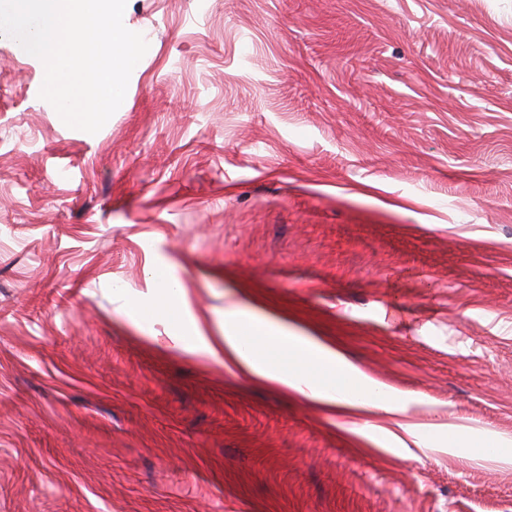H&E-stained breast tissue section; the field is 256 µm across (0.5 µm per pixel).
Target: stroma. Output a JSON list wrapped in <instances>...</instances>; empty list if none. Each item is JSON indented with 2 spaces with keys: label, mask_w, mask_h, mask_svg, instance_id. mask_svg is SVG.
Here are the masks:
<instances>
[{
  "label": "stroma",
  "mask_w": 512,
  "mask_h": 512,
  "mask_svg": "<svg viewBox=\"0 0 512 512\" xmlns=\"http://www.w3.org/2000/svg\"><path fill=\"white\" fill-rule=\"evenodd\" d=\"M123 23L94 134L0 35V512H512V0ZM230 313L393 411L244 371Z\"/></svg>",
  "instance_id": "obj_1"
}]
</instances>
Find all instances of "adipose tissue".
<instances>
[{
	"label": "adipose tissue",
	"mask_w": 512,
	"mask_h": 512,
	"mask_svg": "<svg viewBox=\"0 0 512 512\" xmlns=\"http://www.w3.org/2000/svg\"><path fill=\"white\" fill-rule=\"evenodd\" d=\"M224 345L235 360L258 378L299 390L315 399L328 398V385L337 376L358 380V373L336 356L335 350L283 334L267 323L224 324ZM291 352V364L276 358V351Z\"/></svg>",
	"instance_id": "obj_1"
}]
</instances>
